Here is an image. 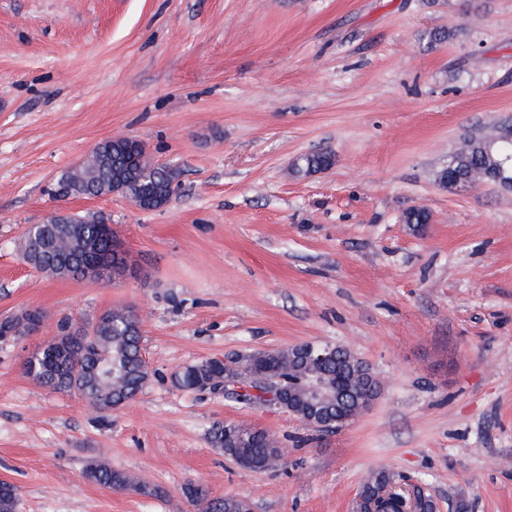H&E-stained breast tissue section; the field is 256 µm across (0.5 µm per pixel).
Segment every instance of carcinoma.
I'll list each match as a JSON object with an SVG mask.
<instances>
[{
    "label": "carcinoma",
    "mask_w": 512,
    "mask_h": 512,
    "mask_svg": "<svg viewBox=\"0 0 512 512\" xmlns=\"http://www.w3.org/2000/svg\"><path fill=\"white\" fill-rule=\"evenodd\" d=\"M512 153V130L495 127L493 133L465 139L464 145L451 153L448 166L438 173V180L448 179L470 184L481 180L505 153ZM332 164L328 153L304 155L291 172L309 174ZM66 184L57 198L72 195H104L119 189L131 196L143 210L166 205L171 196L173 172L156 165L144 146L127 139L116 140L94 153L83 165L65 175ZM32 232L39 242L21 237L19 250L23 260L40 273L59 277L100 279L106 266L119 274L126 268L112 226L103 222L90 224H38ZM42 310L29 309L6 319L3 329L12 337L26 336L41 327ZM307 344H297L273 351L238 357L240 370L228 374L218 360L191 364L176 376L177 385L186 391H222L238 384L255 387L250 374L257 369L272 368L279 378L280 389L274 395L290 407L295 416L311 429L317 422L329 428L344 426V418L359 406L368 394L380 389V381L361 359L338 347L328 357L310 360L302 357ZM25 374L36 384L55 392L74 394L97 412L118 408L134 399L147 385L149 370L143 355L142 319L131 307L116 306L87 322L74 334L57 335L24 365ZM316 375L326 381L340 400L321 412L302 392L304 378ZM271 389L260 393L229 392L227 396L239 404L268 402ZM216 448L241 466L266 470L285 464L275 447L277 439L263 430L242 424L227 423L216 428L212 436ZM86 476L108 489L129 490L140 495L157 496V487L143 478L112 469L101 460L90 461ZM187 501L200 512H250L249 502L241 497L212 498L209 491L194 484L183 487ZM357 512H436L433 498L424 488L408 484L396 486L395 475L387 469L374 471L362 486L356 504Z\"/></svg>",
    "instance_id": "carcinoma-1"
}]
</instances>
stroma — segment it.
Listing matches in <instances>:
<instances>
[{"instance_id": "35a3bbf8", "label": "stroma", "mask_w": 512, "mask_h": 512, "mask_svg": "<svg viewBox=\"0 0 512 512\" xmlns=\"http://www.w3.org/2000/svg\"><path fill=\"white\" fill-rule=\"evenodd\" d=\"M506 119L512 0H0V320L46 315L0 341L16 512H194L188 483L252 512H355L378 468L422 483L436 512H512V190L437 178ZM116 135L174 170L165 206L51 195ZM320 151L330 168L292 174ZM412 207L430 223H405ZM57 210L108 216L126 272L25 264L24 228ZM117 305L143 317L136 399L100 414L25 375L58 321ZM306 342L346 347L382 382L338 430L175 382ZM229 422L278 437L286 466L225 457L210 432ZM93 459L161 496L98 486ZM45 315L41 309H29L3 322V329L12 333V337L26 336L39 330Z\"/></svg>"}]
</instances>
